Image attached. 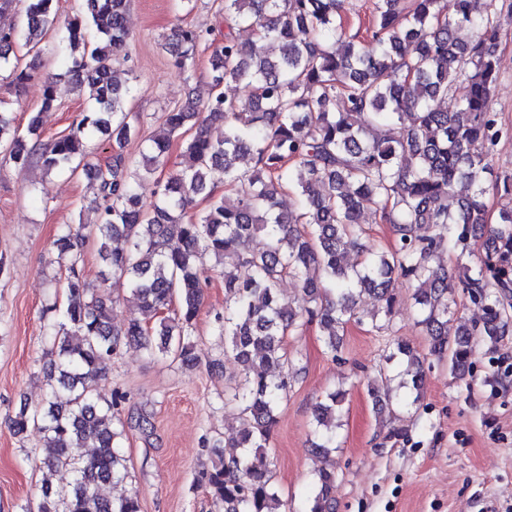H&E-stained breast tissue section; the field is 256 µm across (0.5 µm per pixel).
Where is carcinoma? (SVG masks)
Instances as JSON below:
<instances>
[{
	"label": "carcinoma",
	"instance_id": "1",
	"mask_svg": "<svg viewBox=\"0 0 512 512\" xmlns=\"http://www.w3.org/2000/svg\"><path fill=\"white\" fill-rule=\"evenodd\" d=\"M17 2L20 23L0 27L8 84L22 88L34 78L18 47L49 50L59 76L91 106L39 154L32 143L38 115L22 135L12 110L0 106V142L19 169L35 158L48 172L80 171L94 184L99 254L127 281L138 311L126 325L112 324L111 301L83 277L87 225L65 226L54 246L66 301L43 311L51 315L46 340L56 354L45 372L44 405L13 418L15 433L32 425L52 447L42 460L36 512H140L136 496L100 491L120 485L126 465L124 396L107 399L97 383L124 346L183 364L197 360L193 338L207 285L200 271L208 258L223 266L226 305L215 329L241 376L233 388L240 429L196 477L218 512H282L265 448L297 373L286 337L315 323L335 356L352 322L393 331L399 279L412 290L429 355L448 360L459 379L470 374L477 337L495 341L512 330V310L501 299L512 290V206L495 212L488 205L492 193L512 197V174L493 165L512 126L492 106L502 16L512 13V0H456L451 15L445 0H373L364 36L344 30V0H218L224 38L211 52L210 96L164 113L162 130L145 138L138 159L124 154L140 130L127 121L128 89L114 69L129 37L128 0H84L61 27L57 0H0V11ZM240 29L258 40L239 42ZM462 29L473 38L461 40ZM209 35L191 25L174 29L167 41L174 66L192 69ZM229 82L252 88L251 96H226ZM449 97L451 112L440 106ZM215 122L224 125L219 139L210 134ZM98 132L112 137L106 161L88 149ZM185 135L184 165L154 178L172 139ZM215 169L228 188L222 196L209 184ZM243 182L249 191L235 192ZM148 186L154 202L146 208ZM287 191L297 198L293 211L280 209ZM368 205L392 228L383 249L367 242ZM446 252L459 260L476 252L478 261L452 277ZM287 278L301 292L295 303L281 298ZM458 289L480 304L482 325L455 316ZM366 294L376 302L367 313L358 307ZM383 361L368 388L373 406L418 404L426 381L419 352L396 339ZM395 369L403 390L396 399L389 388ZM345 398L335 388L315 406L313 448L325 456L336 447ZM62 469L72 480L55 487L50 476ZM335 481L334 470L317 471L303 512H334Z\"/></svg>",
	"mask_w": 512,
	"mask_h": 512
}]
</instances>
